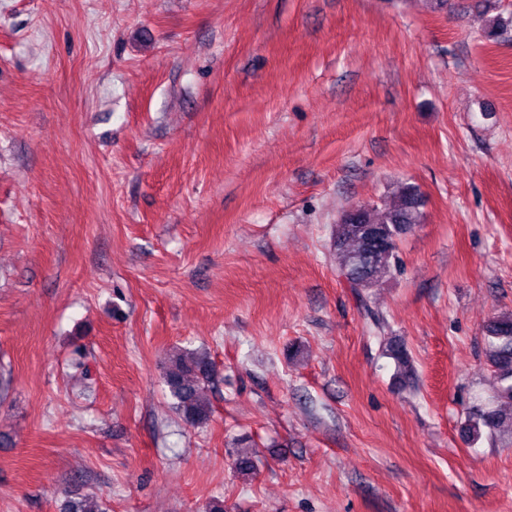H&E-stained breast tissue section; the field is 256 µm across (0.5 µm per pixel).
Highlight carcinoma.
Returning a JSON list of instances; mask_svg holds the SVG:
<instances>
[{"instance_id": "cac0c4a2", "label": "carcinoma", "mask_w": 512, "mask_h": 512, "mask_svg": "<svg viewBox=\"0 0 512 512\" xmlns=\"http://www.w3.org/2000/svg\"><path fill=\"white\" fill-rule=\"evenodd\" d=\"M512 27V20L496 17L487 23L485 37L495 40ZM423 199L409 183L397 186L394 200L383 209L359 205L345 211L332 237V251L338 276L367 303L371 291L395 275L400 268L398 244L402 237L422 223ZM486 343L485 367L496 383L494 407L473 405L467 411L465 426L477 440L482 431L493 434L505 423H512V311L496 313L483 325ZM385 355L394 360L396 375L409 379L414 371L405 344L391 337ZM216 371L205 353L176 354L169 359L164 381L174 408L192 425L206 424L212 415L210 401L202 392L214 380ZM86 496L76 492L60 504V512H105L87 506Z\"/></svg>"}]
</instances>
